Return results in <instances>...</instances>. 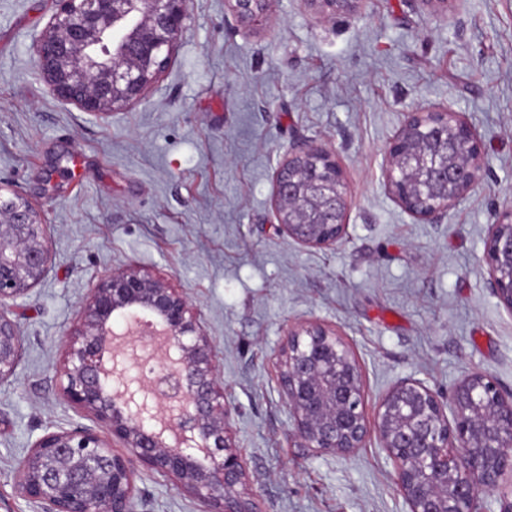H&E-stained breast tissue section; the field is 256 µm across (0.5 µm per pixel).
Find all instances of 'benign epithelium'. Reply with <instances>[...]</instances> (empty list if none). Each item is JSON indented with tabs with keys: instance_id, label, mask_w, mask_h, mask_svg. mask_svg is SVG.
Listing matches in <instances>:
<instances>
[{
	"instance_id": "7a95c632",
	"label": "benign epithelium",
	"mask_w": 512,
	"mask_h": 512,
	"mask_svg": "<svg viewBox=\"0 0 512 512\" xmlns=\"http://www.w3.org/2000/svg\"><path fill=\"white\" fill-rule=\"evenodd\" d=\"M274 0H225L236 22L257 28ZM330 17L363 0H308ZM35 38L37 67L54 98L98 118L142 99L185 30L189 0H55ZM488 160L460 113L416 108L389 142L384 186L421 224H437L477 186ZM279 230L302 247L327 249L346 236L348 187L336 153L300 139L277 167L272 189ZM487 284L512 314V204L489 225ZM51 269L40 211L0 183V384L15 375L24 340L3 308ZM162 354L112 353L119 321ZM217 355L201 314L169 283L133 268L101 277L67 340L64 399L93 425L49 431L14 472L39 512H135L140 462L176 479L208 512H260L244 492L247 472L226 436L231 407L216 386ZM279 382L305 448L349 455L370 432L392 460L408 512H477L483 490L503 492L512 512V394L490 375L465 374L443 397L405 379L379 399L368 423L353 348L318 322L288 330ZM453 419H448L447 411ZM125 451L119 452L114 443Z\"/></svg>"
}]
</instances>
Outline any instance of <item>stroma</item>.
<instances>
[{
    "label": "stroma",
    "mask_w": 512,
    "mask_h": 512,
    "mask_svg": "<svg viewBox=\"0 0 512 512\" xmlns=\"http://www.w3.org/2000/svg\"><path fill=\"white\" fill-rule=\"evenodd\" d=\"M54 12V0H0V183L43 211L53 254L8 310L24 350L0 385V512H36L16 467L46 432L86 424L61 393L64 341L98 278L130 265L200 311L263 512H405L377 438L347 456L299 447L279 351L290 325L336 326L369 416L407 378L445 393L478 370L512 392V314L482 262L512 203V0H452L444 15L366 0L326 20L308 0H275L257 31L224 0H189L158 83L105 119L58 102L38 73L34 38ZM417 106L463 113L489 161L437 224L415 223L383 187L388 143ZM300 138L334 149L348 185L347 235L330 249L299 246L273 217L274 173ZM136 487L137 512L205 510L143 464Z\"/></svg>",
    "instance_id": "stroma-1"
}]
</instances>
